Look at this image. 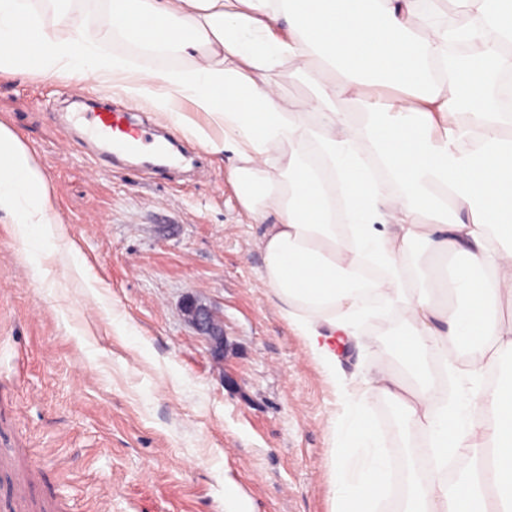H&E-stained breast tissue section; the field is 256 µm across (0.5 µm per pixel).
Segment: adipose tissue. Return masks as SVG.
<instances>
[{"label": "adipose tissue", "instance_id": "obj_1", "mask_svg": "<svg viewBox=\"0 0 512 512\" xmlns=\"http://www.w3.org/2000/svg\"><path fill=\"white\" fill-rule=\"evenodd\" d=\"M461 2L451 26L435 0H109L113 33L189 60L157 71L106 51L104 35L58 34L65 14L48 25L32 0H0V73L109 83L174 124L185 101L211 117L222 138L193 133L231 154L240 210L264 227V282L328 376L371 315L370 292L404 309L408 328L392 344L409 373L452 348L467 354L462 402L429 384L405 400L392 374L375 377L417 432L406 451L379 446L367 398L346 409L331 485L338 512H375L398 471L408 482L401 512H489L494 500L512 512V374L486 380L512 353V320L499 315L512 299V112L500 85L512 73V0ZM284 67L312 77L306 100L289 102L270 81ZM54 211L27 145L0 123V212L21 237L53 239ZM419 249L466 266L449 278L420 268L418 292L407 293L400 276ZM369 261L388 279L359 280ZM448 294L452 312L438 303ZM459 458L468 466L449 480Z\"/></svg>", "mask_w": 512, "mask_h": 512}]
</instances>
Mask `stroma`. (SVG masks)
I'll list each match as a JSON object with an SVG mask.
<instances>
[{
    "mask_svg": "<svg viewBox=\"0 0 512 512\" xmlns=\"http://www.w3.org/2000/svg\"><path fill=\"white\" fill-rule=\"evenodd\" d=\"M35 8L109 25L105 0ZM93 103L171 130L108 83L0 74V123L27 143L62 219L61 239L44 241L0 214V454L29 449L46 475L27 512H226L230 498L237 512H337L346 407L368 392L381 446L413 436L370 389L381 371L408 377L392 346L402 315L365 319L330 382L261 279V229L240 213L229 156L180 130L186 166L123 160L88 136ZM190 296L223 327L221 355L184 315Z\"/></svg>",
    "mask_w": 512,
    "mask_h": 512,
    "instance_id": "obj_1",
    "label": "stroma"
}]
</instances>
